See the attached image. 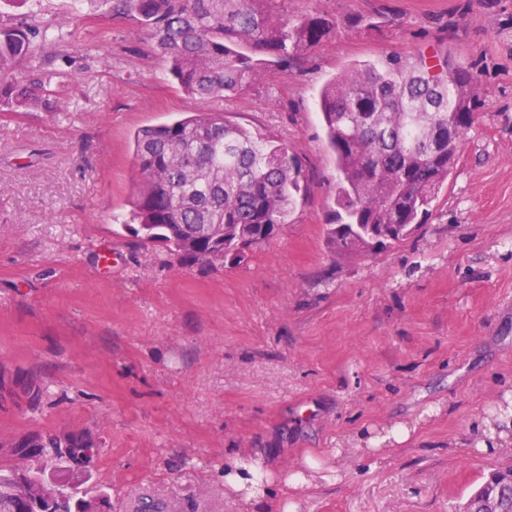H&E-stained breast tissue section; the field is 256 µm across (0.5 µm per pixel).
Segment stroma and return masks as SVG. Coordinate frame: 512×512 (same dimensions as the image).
I'll return each instance as SVG.
<instances>
[{
	"instance_id": "35a3bbf8",
	"label": "stroma",
	"mask_w": 512,
	"mask_h": 512,
	"mask_svg": "<svg viewBox=\"0 0 512 512\" xmlns=\"http://www.w3.org/2000/svg\"><path fill=\"white\" fill-rule=\"evenodd\" d=\"M297 20H340L288 74L241 95L192 99L135 21L95 0H0V18L42 29L38 55L68 72L51 108L0 106V440L89 434L88 494L112 512H245L224 460L305 456L341 479L300 512H454L495 470L512 434L476 450L512 404V0H276ZM381 16L376 29L351 16ZM450 55L478 76L483 109L421 231L341 255L326 240L336 169L319 115L324 84L352 63ZM220 112L270 130L302 159L308 187L289 222L241 265L187 267L127 229L141 175L139 128ZM416 423L366 459L361 432Z\"/></svg>"
}]
</instances>
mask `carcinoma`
Returning <instances> with one entry per match:
<instances>
[{"label": "carcinoma", "mask_w": 512, "mask_h": 512, "mask_svg": "<svg viewBox=\"0 0 512 512\" xmlns=\"http://www.w3.org/2000/svg\"><path fill=\"white\" fill-rule=\"evenodd\" d=\"M116 16L150 30L169 74L190 98L247 92L261 73L286 74L335 35L339 23L320 14L291 23L273 0H100ZM35 32L0 24V105L14 112L50 104L56 70L27 83L6 79L16 63L34 61ZM320 113L336 162L334 207L326 237L336 251L373 248L381 224L395 225L384 246L414 235L432 214L457 165L462 139L482 107L473 71L449 56L414 61L389 56L353 63L323 86ZM460 119L448 139V107ZM141 185L129 224L144 243H159L187 266L224 250L252 249L288 224L305 189L299 155L275 135L232 123L218 113H192L144 126L134 135ZM0 453L14 464L0 469V512H33L37 501L68 500L77 512H112L108 493H80L97 448L84 433H28ZM512 512V477L492 474L470 498Z\"/></svg>", "instance_id": "1"}]
</instances>
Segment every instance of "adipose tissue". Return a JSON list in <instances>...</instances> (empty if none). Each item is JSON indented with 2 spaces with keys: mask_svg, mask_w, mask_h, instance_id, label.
Listing matches in <instances>:
<instances>
[{
  "mask_svg": "<svg viewBox=\"0 0 512 512\" xmlns=\"http://www.w3.org/2000/svg\"><path fill=\"white\" fill-rule=\"evenodd\" d=\"M339 479L337 469L323 467L309 456L302 467L278 477L260 455H235L224 464V487L246 503L248 512H296L297 505L289 501V493Z\"/></svg>",
  "mask_w": 512,
  "mask_h": 512,
  "instance_id": "adipose-tissue-1",
  "label": "adipose tissue"
}]
</instances>
